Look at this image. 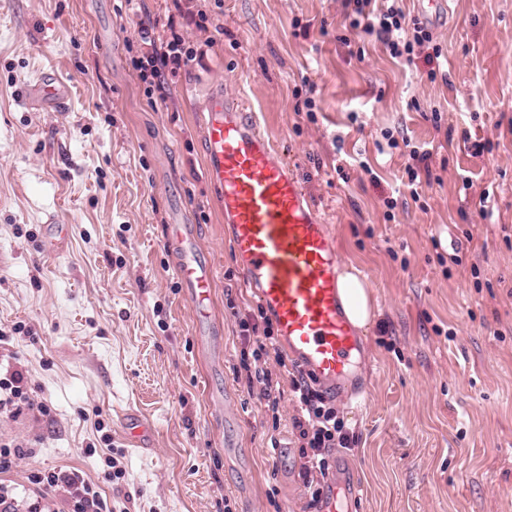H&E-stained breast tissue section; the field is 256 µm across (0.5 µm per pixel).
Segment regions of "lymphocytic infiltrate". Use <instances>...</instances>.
<instances>
[{"instance_id": "obj_1", "label": "lymphocytic infiltrate", "mask_w": 512, "mask_h": 512, "mask_svg": "<svg viewBox=\"0 0 512 512\" xmlns=\"http://www.w3.org/2000/svg\"><path fill=\"white\" fill-rule=\"evenodd\" d=\"M343 13L350 29L362 28L375 33L395 59H411L416 50L429 47L433 41L428 26L406 14L400 0H343ZM141 40L149 48L133 58L132 65L145 83V94L149 97L166 94L169 74L175 73L182 63L193 60L195 52L177 35L155 45L151 44L149 35H142ZM238 328L240 366L236 374L247 386H259L265 413L275 416L280 408L276 387L266 368L268 359H275L290 377L300 408L292 426L299 443L301 475L311 502H318L321 479L336 465L333 449L354 447L357 438L346 429L335 405L316 389L314 379L289 368L285 357L277 354L271 321H258L256 314L250 312L239 318ZM23 404L42 416L48 412L45 405L29 400L22 371L7 370L0 377V415L14 416ZM30 481L40 486L41 491L31 496L28 512H46L43 493L47 490L62 492L65 512H112L107 498L77 469L39 471L33 473Z\"/></svg>"}]
</instances>
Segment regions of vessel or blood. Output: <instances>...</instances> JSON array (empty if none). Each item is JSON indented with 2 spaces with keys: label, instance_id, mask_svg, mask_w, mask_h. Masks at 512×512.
<instances>
[{
  "label": "vessel or blood",
  "instance_id": "1",
  "mask_svg": "<svg viewBox=\"0 0 512 512\" xmlns=\"http://www.w3.org/2000/svg\"><path fill=\"white\" fill-rule=\"evenodd\" d=\"M418 17L432 25L448 16V0H416ZM70 91L54 73L31 86L34 107L64 111ZM203 126L206 172L221 194L224 222L244 284L257 295L275 324L278 341L329 394H365L355 369L362 340L342 303L337 282L339 255L295 174L264 137L256 113L239 99L213 92ZM178 249L176 273L200 318L210 316L214 274L198 256L184 225L172 227ZM124 440L151 447L153 426L139 412L120 417ZM356 486L337 472L317 512H352Z\"/></svg>",
  "mask_w": 512,
  "mask_h": 512
}]
</instances>
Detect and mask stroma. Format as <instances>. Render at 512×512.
I'll return each instance as SVG.
<instances>
[{"instance_id":"1","label":"stroma","mask_w":512,"mask_h":512,"mask_svg":"<svg viewBox=\"0 0 512 512\" xmlns=\"http://www.w3.org/2000/svg\"><path fill=\"white\" fill-rule=\"evenodd\" d=\"M342 14L341 0H0V365L50 410L0 419V443L25 450L0 474L15 512L31 472L62 466L116 512H315L288 378L276 423L235 374L234 313L256 301L204 170L202 102L219 85L258 113L341 265L372 287L368 394L335 401L358 437L336 451L355 512H512V0H448L440 57L409 64ZM144 29L197 52L162 99L131 66ZM47 70L71 89L65 111L28 104ZM308 97L312 119L296 111ZM387 131L430 153L419 199ZM176 221L214 270L212 354L174 270ZM51 224L66 228L54 252ZM129 407L153 447L126 446Z\"/></svg>"}]
</instances>
